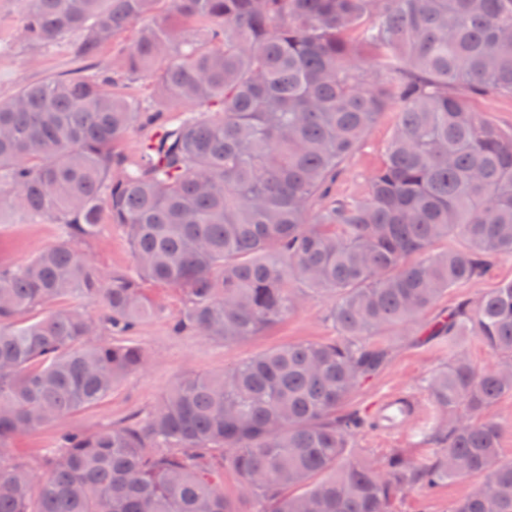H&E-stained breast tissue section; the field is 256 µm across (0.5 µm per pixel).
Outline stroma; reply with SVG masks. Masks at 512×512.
<instances>
[{
  "label": "stroma",
  "mask_w": 512,
  "mask_h": 512,
  "mask_svg": "<svg viewBox=\"0 0 512 512\" xmlns=\"http://www.w3.org/2000/svg\"><path fill=\"white\" fill-rule=\"evenodd\" d=\"M21 24L20 0H0V99L12 97L25 84L62 76L75 68L66 48L34 45L22 40ZM396 117L393 111L382 113L367 132L336 180L337 196L367 194L370 177L380 166L393 136ZM58 233V225L48 221L34 223L17 212L1 216L0 263H25L53 243ZM80 250L94 266L105 272L132 267L128 238L117 226L103 225L96 237L81 244ZM509 280H512V257L497 259L488 275L443 294L421 323L386 329L376 336V343L387 347L389 356L377 374L351 394L348 409L364 414L385 394L402 392L419 401L422 418L417 424L404 426L391 434L360 431L351 441L352 457L377 465L393 453L413 461L434 455L435 446L425 440L423 431L444 420L445 415L431 402L425 381L437 367L447 362L449 351L447 339H424L423 326L447 313L461 300L478 304L487 291ZM146 291L158 311L141 323L128 341L146 354L147 368L128 375L101 402L73 413L63 424H49L1 443V455L26 463L35 478H42L46 472L42 454L45 449L56 447L62 430L90 434L103 427L145 421L159 407L164 394L186 376L218 373L269 349L302 342H326L337 336L329 318L331 301L327 298L304 300L280 323L239 342L177 334L172 331L171 322L183 305L179 292L153 283L147 284ZM476 484V478L466 477L441 484L428 494L410 491L394 502L392 512H451Z\"/></svg>",
  "instance_id": "stroma-1"
}]
</instances>
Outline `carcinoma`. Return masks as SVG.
<instances>
[{
	"label": "carcinoma",
	"mask_w": 512,
	"mask_h": 512,
	"mask_svg": "<svg viewBox=\"0 0 512 512\" xmlns=\"http://www.w3.org/2000/svg\"><path fill=\"white\" fill-rule=\"evenodd\" d=\"M165 4L194 39L148 24L120 68L151 76L160 104L79 71L0 100V212L60 225L28 262L0 265V443L101 401L147 364L106 329L157 309L143 283L179 290L178 333L238 342L304 296L333 299L332 342L284 345L186 377L145 422L64 431L47 475L0 461V512H237L224 465L258 512H391L408 489L482 481L454 512H512V460L483 413L512 394V282L464 300L427 330L448 363L427 380L448 414L439 445L380 466L347 454L369 423L344 409L387 350L369 342L416 323L450 288L512 256V129L470 94L512 96V0H24L21 37L90 59ZM372 55L382 86L358 59ZM127 156L138 116L184 106ZM395 130L368 196L328 185L383 112ZM125 230L133 268L105 277L80 252L103 220ZM459 238L455 249L432 252ZM81 302L102 305L97 321ZM478 338L503 358L478 370L457 348Z\"/></svg>",
	"instance_id": "obj_1"
}]
</instances>
